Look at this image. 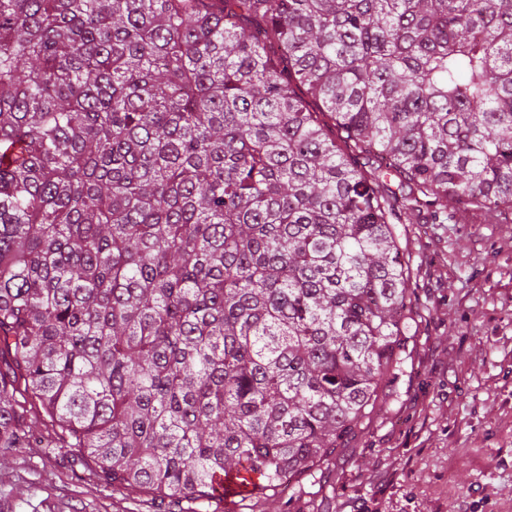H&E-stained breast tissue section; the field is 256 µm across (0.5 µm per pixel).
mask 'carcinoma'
<instances>
[{
    "instance_id": "carcinoma-1",
    "label": "carcinoma",
    "mask_w": 512,
    "mask_h": 512,
    "mask_svg": "<svg viewBox=\"0 0 512 512\" xmlns=\"http://www.w3.org/2000/svg\"><path fill=\"white\" fill-rule=\"evenodd\" d=\"M450 203L512 208V0H0V458L21 378L114 487L277 497L383 406L394 225Z\"/></svg>"
}]
</instances>
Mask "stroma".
Segmentation results:
<instances>
[{
	"instance_id": "35a3bbf8",
	"label": "stroma",
	"mask_w": 512,
	"mask_h": 512,
	"mask_svg": "<svg viewBox=\"0 0 512 512\" xmlns=\"http://www.w3.org/2000/svg\"><path fill=\"white\" fill-rule=\"evenodd\" d=\"M421 317L386 411L277 499L237 512H512V212L449 211L396 227ZM12 512H224L103 481L78 448L0 462Z\"/></svg>"
}]
</instances>
